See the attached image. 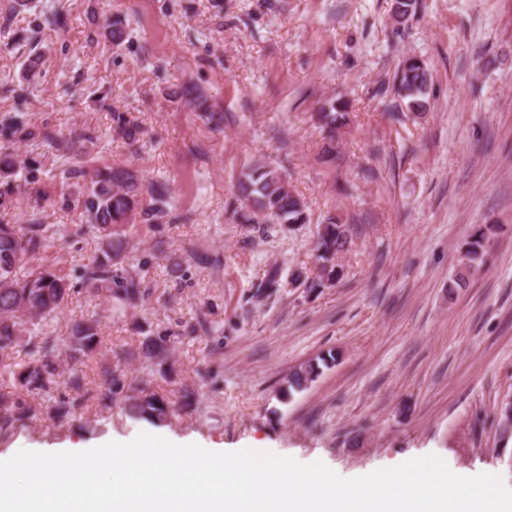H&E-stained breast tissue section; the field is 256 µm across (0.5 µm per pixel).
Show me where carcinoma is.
Returning a JSON list of instances; mask_svg holds the SVG:
<instances>
[{"label": "carcinoma", "instance_id": "1", "mask_svg": "<svg viewBox=\"0 0 512 512\" xmlns=\"http://www.w3.org/2000/svg\"><path fill=\"white\" fill-rule=\"evenodd\" d=\"M430 73L424 61L406 57L397 66L392 89L396 91L410 112H424L429 108ZM325 131L324 159L340 160L337 135L348 124V105L339 99L331 101L319 113ZM17 170L13 155L0 153V179L11 182ZM241 197L232 207L233 219L239 224H306L308 212L305 201L288 189L286 179L275 167L257 160L244 167L239 177ZM140 187L130 174L99 173L92 183L84 205L93 223L87 228L102 234L100 253L85 265V281L94 288L108 292L120 301L132 302L142 294L140 283L116 268L119 249L112 242V227L124 224L136 212L147 221H155L165 213V190H153L155 203L139 208ZM495 226L486 224L474 228L465 243L460 272L452 287H462L485 261L486 244ZM54 229L46 224H35L28 237L19 236L10 224H0V352L16 345L21 332L36 320L52 317L69 296L68 284L47 269H37L26 278L16 276V268L34 259L48 245ZM353 228L334 216L324 219L318 227L315 244L320 267L318 279L305 282L309 289L319 288L326 281L340 277L338 257L352 244ZM100 343L96 325L91 320L72 324L67 336L69 370L67 383L79 390L83 385V365ZM167 350L166 339L148 338L143 342L144 355L155 358ZM56 344L48 337L40 339L39 357L25 363L19 370H7L12 375L15 391H0V423L23 425L36 412L27 405L25 396L34 392H49L60 383L61 373L56 363ZM330 364L319 357L292 371L286 380L284 392L305 389ZM170 401L156 393H147L130 405L136 418L163 421L170 413Z\"/></svg>", "mask_w": 512, "mask_h": 512}]
</instances>
